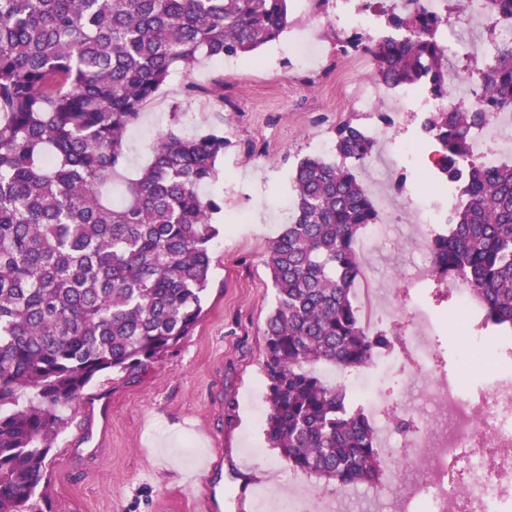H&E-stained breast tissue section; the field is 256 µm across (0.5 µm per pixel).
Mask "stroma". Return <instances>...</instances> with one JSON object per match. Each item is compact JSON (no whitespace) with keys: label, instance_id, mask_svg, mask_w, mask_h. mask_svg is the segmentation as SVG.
Wrapping results in <instances>:
<instances>
[{"label":"stroma","instance_id":"1","mask_svg":"<svg viewBox=\"0 0 512 512\" xmlns=\"http://www.w3.org/2000/svg\"><path fill=\"white\" fill-rule=\"evenodd\" d=\"M289 10L292 29H310L320 41L312 63L289 66L284 38L232 68L201 62L191 77L173 74L127 133L124 173L132 177L148 164L160 134L223 131L231 146L219 179L202 192L222 202L224 226L211 243L210 286L193 333L139 374L106 370L91 382L94 390L112 386L111 432L97 449L75 446L72 467L43 484L50 512H193L180 495L184 475L216 436L234 463L221 481L222 512H236L242 475L275 488L271 495L251 493L249 512H288L297 474L263 435L262 350L273 302L268 249L291 217L279 202L291 195L294 165L315 153L317 138L334 139L339 123L367 124L345 95L372 76L361 56L338 52L326 0L305 9L291 0ZM218 79L220 102L205 93ZM189 81L200 93H187ZM421 229L414 210L406 209L376 256L379 294L405 321L415 308L439 318L452 304L434 286L410 293L401 287L416 251L426 246ZM419 379L412 365L385 376L378 384L384 409L399 413L407 388Z\"/></svg>","mask_w":512,"mask_h":512}]
</instances>
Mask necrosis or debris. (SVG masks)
Wrapping results in <instances>:
<instances>
[{
  "instance_id": "1",
  "label": "necrosis or debris",
  "mask_w": 512,
  "mask_h": 512,
  "mask_svg": "<svg viewBox=\"0 0 512 512\" xmlns=\"http://www.w3.org/2000/svg\"><path fill=\"white\" fill-rule=\"evenodd\" d=\"M366 0H332V17L336 28L345 35L371 37L381 33L384 23L380 12L366 8ZM445 32L463 43L466 56L476 68L491 69L496 63L494 53L476 51L466 44L465 32L475 16L485 18L502 39L512 40V18L494 14L490 0L447 14ZM447 81L450 98L425 94L421 89L404 85L388 91L377 82L365 81L352 102L356 110L368 113L372 120L364 129L375 141L388 136L391 127L375 122L385 111L392 116L405 112L429 115L441 111L448 101L474 104L485 90L473 76H462L455 64L456 53H449ZM471 155L481 163L494 166L512 157V108L495 113L483 136L472 141ZM410 202L421 223L436 225L448 221V184L438 180L423 194H415L405 179L394 182L393 189L377 193L375 207L378 217L360 235L359 251L369 255L385 242L388 227L397 223V207ZM434 406L444 416L425 422L422 430L402 434L393 439L385 417H378L376 428L382 451L392 456L395 444L408 448L403 468L391 469L389 482L381 489L391 499V512H460L458 504L469 501L471 512H512V380H492L472 387L460 376L427 373L418 395V408ZM474 457L465 482L450 476L449 464L462 449ZM485 448L498 449L494 462L481 457Z\"/></svg>"
}]
</instances>
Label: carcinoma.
<instances>
[{"mask_svg": "<svg viewBox=\"0 0 512 512\" xmlns=\"http://www.w3.org/2000/svg\"><path fill=\"white\" fill-rule=\"evenodd\" d=\"M388 23L394 38L336 37L341 53L371 57L387 87L447 95L444 18L420 5ZM288 28V0H0V512H43L63 410L98 373L161 360L203 310L223 206L201 186L230 142L169 131L117 204L124 133L175 71L249 59ZM495 55L477 72L489 105L452 104L424 121L458 199L426 247L435 277L460 278L484 325L512 333V163L485 167L469 152L477 129L512 106V42ZM373 150L348 121L336 129L340 161H298L293 216L267 259L266 443L337 490L382 476L371 415L321 372L365 367L394 342L363 332L355 301L360 231L377 219L357 169Z\"/></svg>", "mask_w": 512, "mask_h": 512, "instance_id": "1", "label": "carcinoma"}]
</instances>
